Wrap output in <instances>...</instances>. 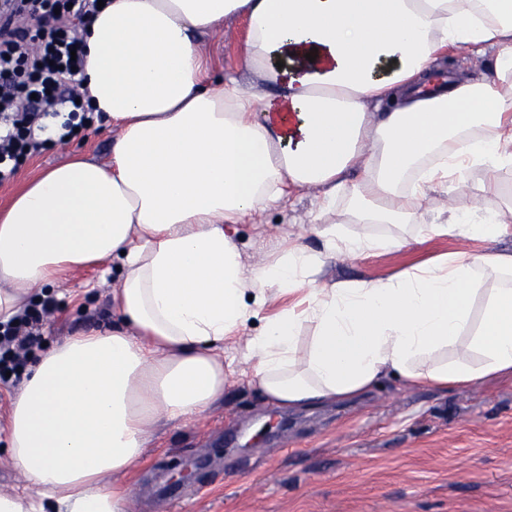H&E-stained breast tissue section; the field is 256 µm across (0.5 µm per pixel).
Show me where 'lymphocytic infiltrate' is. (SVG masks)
Wrapping results in <instances>:
<instances>
[{
  "label": "lymphocytic infiltrate",
  "instance_id": "lymphocytic-infiltrate-1",
  "mask_svg": "<svg viewBox=\"0 0 512 512\" xmlns=\"http://www.w3.org/2000/svg\"><path fill=\"white\" fill-rule=\"evenodd\" d=\"M98 0H35L38 12L50 15L49 25H14L21 4L0 9V184L10 181L24 162L47 146L42 134L53 130L58 141L70 140L76 127L94 123L95 115L79 102L84 58L76 27L87 25ZM55 302L31 301L19 314L0 322V384L17 385L30 356L41 348L43 321Z\"/></svg>",
  "mask_w": 512,
  "mask_h": 512
}]
</instances>
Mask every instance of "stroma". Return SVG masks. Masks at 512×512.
Instances as JSON below:
<instances>
[{"instance_id":"35a3bbf8","label":"stroma","mask_w":512,"mask_h":512,"mask_svg":"<svg viewBox=\"0 0 512 512\" xmlns=\"http://www.w3.org/2000/svg\"><path fill=\"white\" fill-rule=\"evenodd\" d=\"M225 21L206 48L217 66L213 81L236 66L243 34ZM112 130L102 124L31 158L0 184V208L24 178L83 155L111 161ZM314 191L282 201L238 225L246 266L267 260L279 241L302 236L313 248ZM459 238H435L407 250L339 257L325 281L378 280L410 264L466 248ZM116 276L84 271L49 296L59 306L46 339L55 344L111 326ZM244 336L226 343L236 373L224 396L202 418L161 423L144 455L115 482L127 491L125 512H512V381L486 380L441 391L389 378L352 402L283 410L251 380ZM175 469L190 477L172 482Z\"/></svg>"}]
</instances>
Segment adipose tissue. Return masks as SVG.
Listing matches in <instances>:
<instances>
[{
  "mask_svg": "<svg viewBox=\"0 0 512 512\" xmlns=\"http://www.w3.org/2000/svg\"><path fill=\"white\" fill-rule=\"evenodd\" d=\"M228 20L244 23L239 64L213 87L204 45ZM85 42L112 163L46 169L0 213V320L97 270L118 276V323L28 368L4 432L32 487L0 512H124L110 479L160 421L223 396L224 343L259 317L247 358L282 408L390 376L512 379V249L496 247L512 236V0H111ZM462 50L486 56L480 79L441 70ZM466 185L492 206L424 209ZM309 188L319 249L288 237L245 269L237 225ZM441 237L470 246L384 280L321 278L337 256Z\"/></svg>",
  "mask_w": 512,
  "mask_h": 512,
  "instance_id": "ef3b65f1",
  "label": "adipose tissue"
}]
</instances>
